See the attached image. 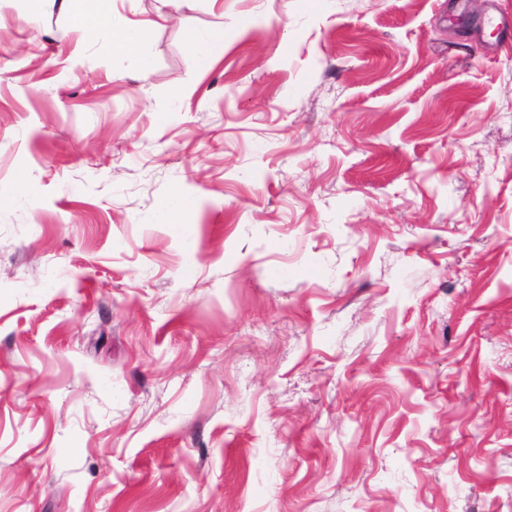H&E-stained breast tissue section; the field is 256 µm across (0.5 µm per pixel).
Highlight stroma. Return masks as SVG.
<instances>
[{
    "label": "stroma",
    "mask_w": 512,
    "mask_h": 512,
    "mask_svg": "<svg viewBox=\"0 0 512 512\" xmlns=\"http://www.w3.org/2000/svg\"><path fill=\"white\" fill-rule=\"evenodd\" d=\"M97 6L0 0V512H512V0ZM137 32L134 29H129L126 25L117 24L112 21V46L118 52L125 54H137L139 51V37L143 33L146 26Z\"/></svg>",
    "instance_id": "obj_1"
}]
</instances>
